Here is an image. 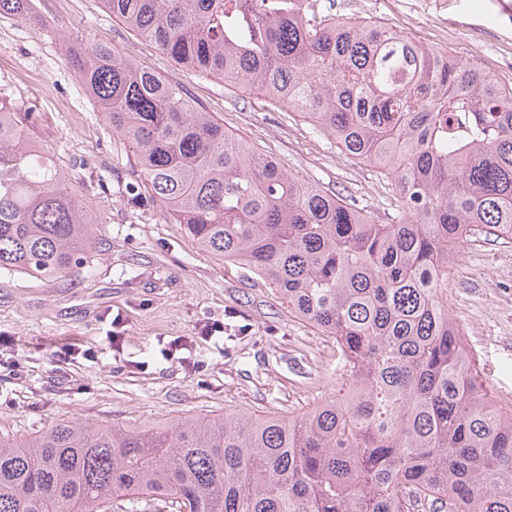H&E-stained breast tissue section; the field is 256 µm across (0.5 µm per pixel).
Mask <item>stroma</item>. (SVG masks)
I'll return each mask as SVG.
<instances>
[{
	"instance_id": "stroma-1",
	"label": "stroma",
	"mask_w": 512,
	"mask_h": 512,
	"mask_svg": "<svg viewBox=\"0 0 512 512\" xmlns=\"http://www.w3.org/2000/svg\"><path fill=\"white\" fill-rule=\"evenodd\" d=\"M34 2L42 27L0 17V88L32 110V140L79 174L98 223L92 269L54 282L0 274V429L31 435L63 417L152 425L242 407L312 408L336 387L335 344L289 313L274 288L199 251L159 204L127 194L139 181L133 148L67 66L64 36L109 38L289 173L368 206L380 222L395 204L390 180L313 133L298 113L175 65L99 0ZM321 7L374 18L512 83V13L500 0H321ZM448 309L488 393L512 408V241L462 248ZM215 321L223 332L197 337L199 326Z\"/></svg>"
}]
</instances>
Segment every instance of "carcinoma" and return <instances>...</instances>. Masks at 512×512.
Returning <instances> with one entry per match:
<instances>
[{
    "label": "carcinoma",
    "instance_id": "carcinoma-1",
    "mask_svg": "<svg viewBox=\"0 0 512 512\" xmlns=\"http://www.w3.org/2000/svg\"><path fill=\"white\" fill-rule=\"evenodd\" d=\"M100 2L180 67L239 76L376 167L394 215L377 224L288 173L108 38L68 43L135 147L138 194L331 336L342 382L297 415L1 432L0 512H512V409L488 396L448 311V244L512 240V85L319 0ZM1 15L42 24L33 0H0ZM31 124L0 90V272L55 281L90 266L97 220Z\"/></svg>",
    "mask_w": 512,
    "mask_h": 512
}]
</instances>
